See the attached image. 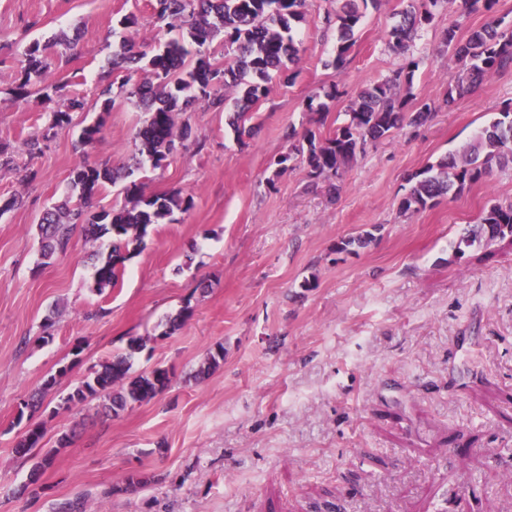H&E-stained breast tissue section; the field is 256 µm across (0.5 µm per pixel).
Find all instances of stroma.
I'll list each match as a JSON object with an SVG mask.
<instances>
[{
	"mask_svg": "<svg viewBox=\"0 0 512 512\" xmlns=\"http://www.w3.org/2000/svg\"><path fill=\"white\" fill-rule=\"evenodd\" d=\"M151 4L0 0V142L42 135L49 122L39 97L9 94L33 41L75 38L51 72L66 84L63 98L85 102L70 131L0 171V199H23L0 216V512H56L75 499L85 512H512V238L454 256L488 201L512 200V166L419 214L398 210L413 175L474 143L512 100L508 71L443 104L456 65L442 32L454 25L466 38L483 13L447 0L404 56L387 34L408 0H382L338 72L324 65L337 32L323 17L336 0H309L296 78L270 83L252 138L238 142L227 113L198 107L181 116L192 130L185 147L155 170L138 163L136 98L118 97L104 116L96 89L125 38L170 40ZM129 14L139 19L132 33L119 24ZM410 58L415 101L432 107L426 123L358 156L339 194L310 187L300 164L276 174L285 132L307 127L311 97L339 86L322 126L331 131L360 89ZM100 116L99 140L79 146L81 128ZM84 161L137 166L149 195L194 196L175 223L150 228L120 285L101 293L92 276L108 239L75 234L68 255L45 265L36 231ZM369 229L368 247L336 252ZM309 278L314 287L303 288ZM180 312L182 327L167 333ZM133 336L146 339L133 373L166 368L170 387L116 416L97 398L62 409ZM219 346L223 362L196 379ZM52 375L41 406L25 409ZM30 424L57 451L35 497L22 490L34 461L14 451ZM133 474L144 482L129 492Z\"/></svg>",
	"mask_w": 512,
	"mask_h": 512,
	"instance_id": "obj_1",
	"label": "stroma"
}]
</instances>
